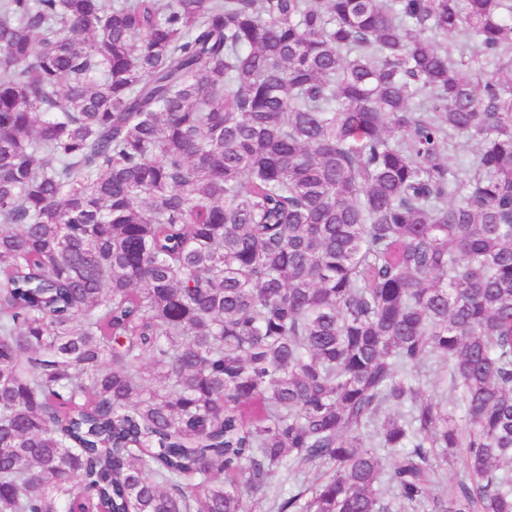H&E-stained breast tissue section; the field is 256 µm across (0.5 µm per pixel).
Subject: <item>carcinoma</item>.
Segmentation results:
<instances>
[{
  "label": "carcinoma",
  "mask_w": 512,
  "mask_h": 512,
  "mask_svg": "<svg viewBox=\"0 0 512 512\" xmlns=\"http://www.w3.org/2000/svg\"><path fill=\"white\" fill-rule=\"evenodd\" d=\"M246 496L512 512V0H0V512Z\"/></svg>",
  "instance_id": "carcinoma-1"
}]
</instances>
